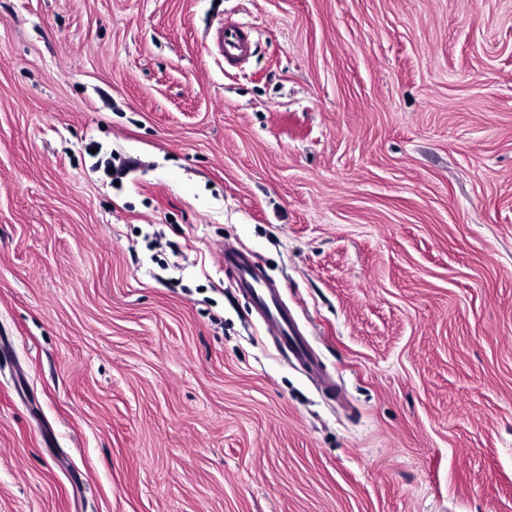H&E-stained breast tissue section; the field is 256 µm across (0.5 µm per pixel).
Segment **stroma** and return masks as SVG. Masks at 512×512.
Here are the masks:
<instances>
[{
	"mask_svg": "<svg viewBox=\"0 0 512 512\" xmlns=\"http://www.w3.org/2000/svg\"><path fill=\"white\" fill-rule=\"evenodd\" d=\"M0 512H512V0H0ZM251 28L243 24H231L217 29V43L224 55V66L237 67L251 49ZM224 267L234 272L237 288L250 296L267 327L277 331L280 345L288 351V356L313 368L315 362L308 345L297 335L279 289L269 286L251 256L241 250L225 247Z\"/></svg>",
	"mask_w": 512,
	"mask_h": 512,
	"instance_id": "35a3bbf8",
	"label": "stroma"
}]
</instances>
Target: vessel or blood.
<instances>
[{"mask_svg": "<svg viewBox=\"0 0 512 512\" xmlns=\"http://www.w3.org/2000/svg\"><path fill=\"white\" fill-rule=\"evenodd\" d=\"M250 35V27L238 23L218 28L217 43L226 66H238L249 53ZM224 266L234 272L238 288L250 296L254 308L260 313L267 327L277 331L280 344L289 356L305 365H313L314 360L308 345L297 335L279 289L269 286L251 256L238 249H225Z\"/></svg>", "mask_w": 512, "mask_h": 512, "instance_id": "b4317fda", "label": "vessel or blood"}]
</instances>
